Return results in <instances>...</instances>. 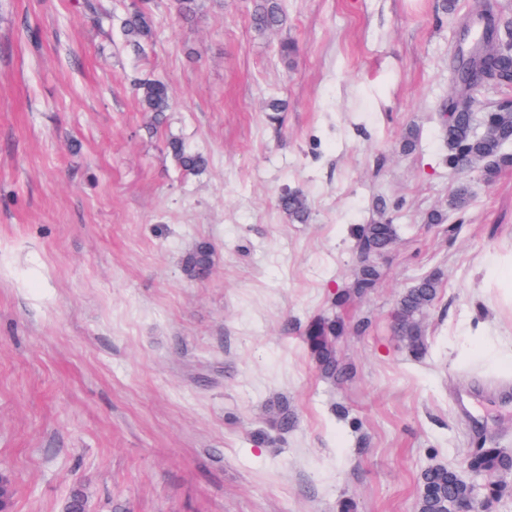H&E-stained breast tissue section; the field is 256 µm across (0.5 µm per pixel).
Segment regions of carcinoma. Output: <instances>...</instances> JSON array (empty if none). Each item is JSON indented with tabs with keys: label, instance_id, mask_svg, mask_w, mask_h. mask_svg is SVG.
Returning a JSON list of instances; mask_svg holds the SVG:
<instances>
[{
	"label": "carcinoma",
	"instance_id": "carcinoma-1",
	"mask_svg": "<svg viewBox=\"0 0 512 512\" xmlns=\"http://www.w3.org/2000/svg\"><path fill=\"white\" fill-rule=\"evenodd\" d=\"M251 20L256 31L265 33L282 26L286 15L280 0H252ZM119 27L127 46L138 55L145 54V45L153 41L156 28L149 0H139L125 12L119 18ZM495 46L496 41L484 40L474 50L475 57L454 60L455 85L462 93L490 80L498 85H512V52L504 49L499 53ZM134 86L141 110L150 114L153 123H162L171 102L168 84L154 77L138 78ZM444 127L450 164L464 167L468 159L479 158L485 162L482 172L488 182L493 181L501 169L512 165V155L503 152L504 145L512 142V112L493 108L479 119L471 112H450ZM168 148L183 172L196 173L208 165L203 154L188 148L180 139L169 140ZM279 205L292 221L304 223L308 220L309 204L303 192L282 194ZM397 236V226L381 218L354 229L352 257L361 269L357 278L340 290L338 304L362 298L376 287L382 276L378 259L395 243ZM212 261L213 249L203 243L188 257L186 271L193 277L202 278L209 273ZM440 288L439 276H425L401 294L392 312L396 335L416 357L424 355L428 348L420 317L433 305ZM343 330L344 325L337 317L319 316L307 324L302 336L316 367L338 381H347L354 376V368L340 362L336 356V338ZM269 413L274 425L280 429H286L292 423L293 416L286 403L271 404ZM467 465L487 476L482 488L483 498L493 503L503 496L506 485L493 476L512 470L511 457L496 448H481L468 457ZM421 487L418 512H454L456 500L469 493L468 486L458 480L456 471L447 466L425 470L421 475Z\"/></svg>",
	"mask_w": 512,
	"mask_h": 512
}]
</instances>
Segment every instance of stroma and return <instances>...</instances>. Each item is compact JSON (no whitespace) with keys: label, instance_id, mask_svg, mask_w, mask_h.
<instances>
[{"label":"stroma","instance_id":"35a3bbf8","mask_svg":"<svg viewBox=\"0 0 512 512\" xmlns=\"http://www.w3.org/2000/svg\"><path fill=\"white\" fill-rule=\"evenodd\" d=\"M132 2L0 0L8 512H63L75 488L87 512H417L425 469L465 477L471 449L512 455V360L487 363L475 337L512 327L488 281L512 251V166L489 183L450 165L441 118L477 6L508 23L512 0H282L287 21L265 34L250 0H197L185 20L153 0L142 58L110 22ZM146 75L173 97L156 127L131 89ZM173 137L208 167L181 174ZM462 183L470 201L450 208ZM286 189L306 193V223L281 210ZM379 200L399 228L382 279L334 307ZM435 210L444 223H427ZM203 241L200 280L184 262ZM433 273L417 360L392 311ZM334 310L346 382L301 340ZM278 398L285 431L267 420Z\"/></svg>","mask_w":512,"mask_h":512}]
</instances>
